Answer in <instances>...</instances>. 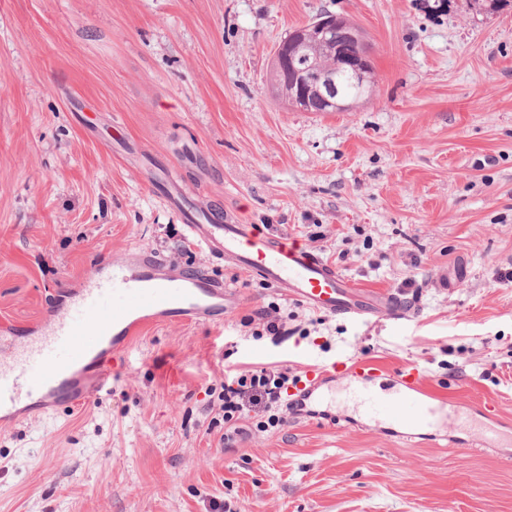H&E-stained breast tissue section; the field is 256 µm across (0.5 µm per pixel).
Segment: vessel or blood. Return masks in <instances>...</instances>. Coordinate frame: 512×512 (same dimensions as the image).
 I'll list each match as a JSON object with an SVG mask.
<instances>
[{
  "label": "vessel or blood",
  "mask_w": 512,
  "mask_h": 512,
  "mask_svg": "<svg viewBox=\"0 0 512 512\" xmlns=\"http://www.w3.org/2000/svg\"><path fill=\"white\" fill-rule=\"evenodd\" d=\"M169 202L180 211L187 233L212 258L232 263L313 311L367 319L383 309L397 323L416 316L415 306L404 299L358 291L335 267L287 237L202 213L175 192ZM235 298V290L208 271L175 267L150 250L100 264L68 303L11 336L8 350L0 353V421L16 420L35 399L56 408L111 391L113 354L144 326L168 320L211 322ZM382 376L378 365L363 360L314 368L311 378L288 393L292 413L312 414L335 395L341 381L364 412L406 435L460 422L457 410L446 409L426 389L418 368L400 370L387 388L378 384Z\"/></svg>",
  "instance_id": "1"
}]
</instances>
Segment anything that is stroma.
I'll list each match as a JSON object with an SVG mask.
<instances>
[{
	"label": "stroma",
	"mask_w": 512,
	"mask_h": 512,
	"mask_svg": "<svg viewBox=\"0 0 512 512\" xmlns=\"http://www.w3.org/2000/svg\"><path fill=\"white\" fill-rule=\"evenodd\" d=\"M364 31L374 85L301 112L267 77L322 12ZM297 239L367 291L415 278L418 321L323 316L188 238L165 198ZM153 250L239 274L220 323L147 326L111 392L0 426V512H512V446L414 439L337 396L329 419L224 437L229 372L421 369L512 423V7L470 0H0V323L63 305L103 259ZM458 278L448 288L438 282ZM275 306L289 330L241 320Z\"/></svg>",
	"instance_id": "obj_1"
}]
</instances>
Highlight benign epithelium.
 <instances>
[{
	"label": "benign epithelium",
	"instance_id": "obj_1",
	"mask_svg": "<svg viewBox=\"0 0 512 512\" xmlns=\"http://www.w3.org/2000/svg\"><path fill=\"white\" fill-rule=\"evenodd\" d=\"M363 39L352 21L344 15L320 16L311 25L295 28L277 44L274 57L289 76L292 106L309 112L317 107L343 109L342 88L336 72L311 57H342L350 78L359 84L368 79L370 56L359 49Z\"/></svg>",
	"mask_w": 512,
	"mask_h": 512
}]
</instances>
